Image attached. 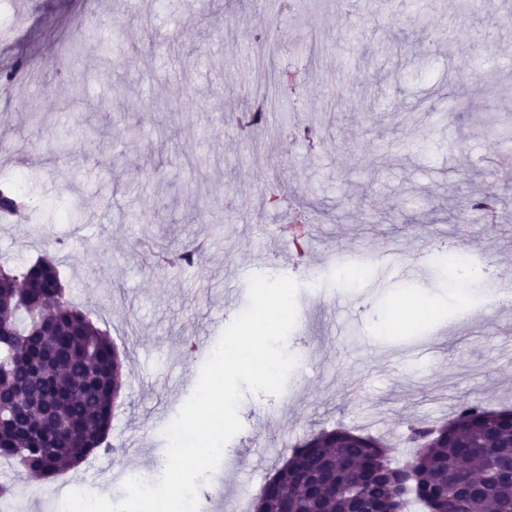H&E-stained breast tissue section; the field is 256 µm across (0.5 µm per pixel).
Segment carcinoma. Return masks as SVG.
I'll use <instances>...</instances> for the list:
<instances>
[{
    "label": "carcinoma",
    "instance_id": "obj_1",
    "mask_svg": "<svg viewBox=\"0 0 512 512\" xmlns=\"http://www.w3.org/2000/svg\"><path fill=\"white\" fill-rule=\"evenodd\" d=\"M24 202L0 190V215ZM173 266L201 261L196 249L166 248ZM123 363L107 332L65 300L57 262L39 257L0 267V459L43 480L108 451ZM417 480L400 501L391 448L345 428L322 430L292 449L252 512H372L408 505L437 512H512V476L472 491L486 470L512 465V410L464 404L440 427L410 426Z\"/></svg>",
    "mask_w": 512,
    "mask_h": 512
}]
</instances>
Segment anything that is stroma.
Wrapping results in <instances>:
<instances>
[{
    "mask_svg": "<svg viewBox=\"0 0 512 512\" xmlns=\"http://www.w3.org/2000/svg\"><path fill=\"white\" fill-rule=\"evenodd\" d=\"M0 71V182L31 200L0 223V263L58 260L68 301L108 331L127 374L112 452L49 482L0 467L5 512H61L73 490L117 502L125 479L161 475L164 430L257 274L321 271L326 288L299 289L296 366L280 394L243 395L199 512L258 494L313 431L383 436L400 466L409 424L512 405V305H486L485 275L449 288L432 258L451 245L481 266L489 253L512 279V136L487 128L512 112V0H7ZM260 105L265 121L248 124ZM487 195L492 233L449 223L450 204ZM292 221L303 241L281 235ZM147 240L203 245V261L157 267ZM382 249L420 254L426 279L342 278ZM419 292L435 319L410 313L389 332L384 313Z\"/></svg>",
    "mask_w": 512,
    "mask_h": 512,
    "instance_id": "1",
    "label": "stroma"
}]
</instances>
